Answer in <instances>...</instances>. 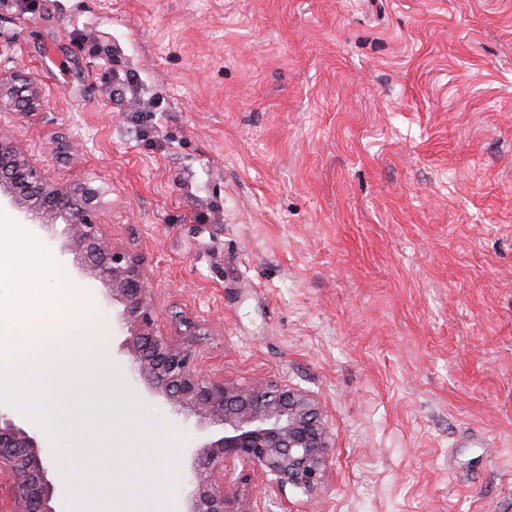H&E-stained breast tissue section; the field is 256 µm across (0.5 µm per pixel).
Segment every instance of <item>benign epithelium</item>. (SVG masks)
<instances>
[{"instance_id":"obj_1","label":"benign epithelium","mask_w":512,"mask_h":512,"mask_svg":"<svg viewBox=\"0 0 512 512\" xmlns=\"http://www.w3.org/2000/svg\"><path fill=\"white\" fill-rule=\"evenodd\" d=\"M18 76L0 73V123L14 108L29 112L37 95L14 94ZM101 190L84 182L56 184L21 145L0 138V203L18 206L25 223L63 227L62 250L72 267L106 287L121 305L119 351L132 381L164 399L173 416L194 429L182 456L187 472L182 512H259L249 490H231L226 473L257 470L279 492L289 486L318 490L325 477L329 429L319 402L285 386L237 387L205 369L192 337L205 324L187 318L166 333L153 310L154 287L143 259L112 244L98 221ZM41 431L0 405V476L11 480L0 512H60L66 482L51 468Z\"/></svg>"}]
</instances>
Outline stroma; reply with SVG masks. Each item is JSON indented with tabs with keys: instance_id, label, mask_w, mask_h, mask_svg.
<instances>
[{
	"instance_id": "obj_1",
	"label": "stroma",
	"mask_w": 512,
	"mask_h": 512,
	"mask_svg": "<svg viewBox=\"0 0 512 512\" xmlns=\"http://www.w3.org/2000/svg\"><path fill=\"white\" fill-rule=\"evenodd\" d=\"M84 37L164 97L153 141ZM0 73L39 97L0 135L101 189L162 328L184 312L213 375L320 402L321 488L262 512H512V0H0ZM147 405L160 445L120 484L165 470L173 502L190 429Z\"/></svg>"
}]
</instances>
